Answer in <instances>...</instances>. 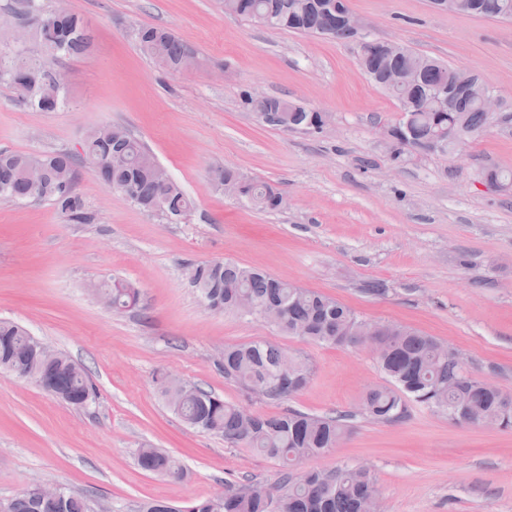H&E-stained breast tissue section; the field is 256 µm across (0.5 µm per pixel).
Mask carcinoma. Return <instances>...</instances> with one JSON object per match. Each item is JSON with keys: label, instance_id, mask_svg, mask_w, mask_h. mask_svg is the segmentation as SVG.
I'll use <instances>...</instances> for the list:
<instances>
[{"label": "carcinoma", "instance_id": "1", "mask_svg": "<svg viewBox=\"0 0 512 512\" xmlns=\"http://www.w3.org/2000/svg\"><path fill=\"white\" fill-rule=\"evenodd\" d=\"M470 15L512 20V0H469ZM349 0H224V12L289 32L321 35L355 44L362 70L401 104L402 118L390 127V159L399 164L411 153L457 151L460 142L481 132L487 124L477 99L460 86L461 72L400 44L353 34L341 22L350 11ZM43 23L28 30L38 54L28 58L0 56V82L8 83L17 100L41 112L64 106L68 88L52 77L60 58L88 51L92 36L83 18L66 9L42 16ZM142 51L163 67H190L195 51L170 31L143 27L137 31ZM243 103L267 125L288 129L322 130L324 112L308 110L285 99L261 101L242 94ZM85 156L67 152L18 153L0 151V197L16 202L48 200L66 224H93L97 216L76 192V170L92 168L101 180L145 211L178 222L193 201L177 182L160 183L154 156L124 127L112 124L91 128L84 138ZM215 190L263 211L284 204L272 186L246 180L231 169L211 174ZM190 283L202 302L214 310L249 309L248 317L273 314L275 328L286 336L317 345L355 346L366 328H375L377 363L387 384L365 392L361 412L379 422L402 421L412 404L424 406L457 423L512 429V394L467 371L440 341L413 328L361 318L335 299L279 280L257 267L226 260L193 266ZM112 310L138 303V292L120 281L97 288ZM37 340L28 330L0 319V370L22 376L50 390L74 407H84L95 390L84 369L60 352L47 361L34 353ZM224 378L247 392L281 400L302 391L312 368L305 356L266 340L224 347ZM159 391L183 421L194 429L220 435L234 446L253 448L281 462L277 483L224 481V494L178 506L164 500L143 503L138 512H373L379 491L371 472L342 466L331 472L302 469V465L335 448L347 432L345 418L313 416L290 410L278 416H260L228 403L212 392L185 384L166 374L157 378ZM138 466L174 479L183 468L156 448H141ZM0 512H95L90 502L65 488L55 499H45L39 488L0 499Z\"/></svg>", "mask_w": 512, "mask_h": 512}]
</instances>
